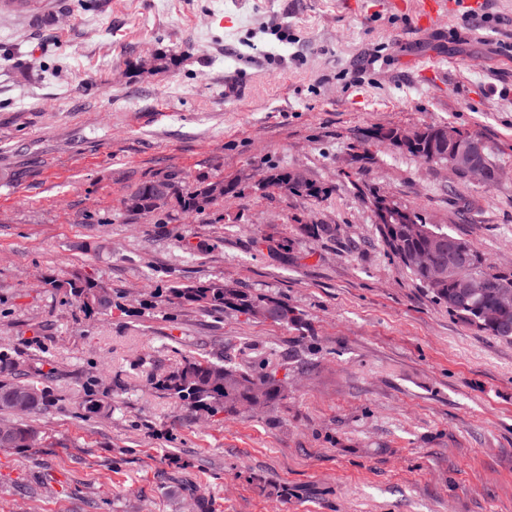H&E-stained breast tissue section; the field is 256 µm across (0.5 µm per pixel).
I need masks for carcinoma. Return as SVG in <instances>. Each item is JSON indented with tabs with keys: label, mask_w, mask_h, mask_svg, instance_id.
Instances as JSON below:
<instances>
[{
	"label": "carcinoma",
	"mask_w": 512,
	"mask_h": 512,
	"mask_svg": "<svg viewBox=\"0 0 512 512\" xmlns=\"http://www.w3.org/2000/svg\"><path fill=\"white\" fill-rule=\"evenodd\" d=\"M444 129L441 124H424L418 127L414 143L401 148L395 144L399 132L397 126H376L369 138L387 144L394 150L424 161L436 156L449 162L455 145L440 139ZM249 174H239L220 180L224 191L214 194L209 186L212 180L201 177L193 182L176 174L145 181L129 194L126 207L135 211L139 206L150 207L159 212L179 211L188 215H201L213 205L241 195L249 186ZM261 192L286 191L292 195L318 198L327 190L310 181L304 175L287 169L271 168L260 178ZM396 218L390 224H378L376 230L389 256L404 268L412 279L423 288L431 300L448 308L462 322L499 339L512 342V307L500 312L495 321L481 317L482 302L477 296L463 294L454 279L431 281L432 273L427 267L412 261V257L429 254L438 246L452 245L465 251L471 263L461 272L464 278L485 277L491 283V292L512 293V270L498 269L463 238L456 237L443 228L430 224L425 217L405 206L394 210ZM305 233L319 238H334L339 231L336 224H304ZM71 300L89 315H112V309L121 308L118 294L101 279L80 269L57 284ZM167 301L184 306L223 312L232 310L247 316H255L261 308L267 320L295 329H302L307 318L300 310L287 302L268 295L255 294L237 283L224 280H209L176 284L165 289ZM49 373L38 368L24 367L15 354L0 350V448L25 450L42 445L43 437L30 421L42 415L49 407L50 394L46 381ZM155 389L162 394L177 398L210 414H237L241 409L261 412L287 397V389L274 371H256L242 367L230 357L222 354L208 358L185 359L176 369L155 377ZM111 404L95 394H87L84 411L88 414H104Z\"/></svg>",
	"instance_id": "cac0c4a2"
}]
</instances>
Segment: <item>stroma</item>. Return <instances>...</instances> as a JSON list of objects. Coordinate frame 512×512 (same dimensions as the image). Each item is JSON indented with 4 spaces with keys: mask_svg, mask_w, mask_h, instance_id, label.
Returning <instances> with one entry per match:
<instances>
[{
    "mask_svg": "<svg viewBox=\"0 0 512 512\" xmlns=\"http://www.w3.org/2000/svg\"><path fill=\"white\" fill-rule=\"evenodd\" d=\"M26 0L0 5V348L52 368L44 445L0 448V512H512V342L431 301L385 253L375 186L512 267V0ZM157 54L166 69L140 68ZM476 135L484 187L372 127ZM287 168L319 198L245 191L148 218L125 200L171 172ZM339 227L316 238L303 225ZM79 268L122 309L90 316ZM231 280L304 312L296 330L160 304ZM265 364L288 395L211 416L151 384L189 356ZM112 401L82 414L84 386ZM446 0H419L416 3L415 15L419 25L428 26L447 9ZM55 288L62 290L89 315H112V309H122L118 294L101 279L75 269L70 277Z\"/></svg>",
    "mask_w": 512,
    "mask_h": 512,
    "instance_id": "35a3bbf8",
    "label": "stroma"
}]
</instances>
